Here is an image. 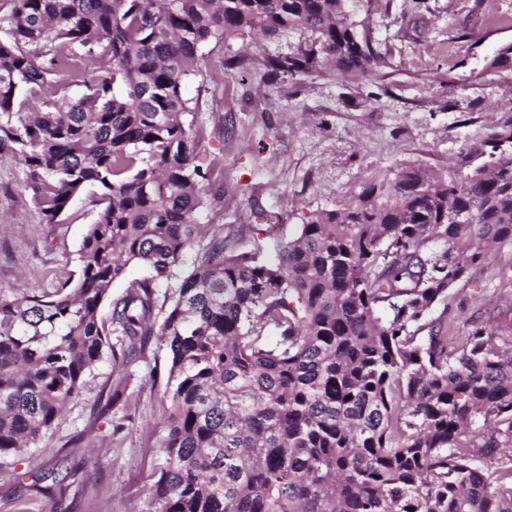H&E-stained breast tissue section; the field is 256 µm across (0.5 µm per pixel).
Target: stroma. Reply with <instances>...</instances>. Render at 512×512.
Segmentation results:
<instances>
[{
  "instance_id": "1",
  "label": "stroma",
  "mask_w": 512,
  "mask_h": 512,
  "mask_svg": "<svg viewBox=\"0 0 512 512\" xmlns=\"http://www.w3.org/2000/svg\"><path fill=\"white\" fill-rule=\"evenodd\" d=\"M381 60L366 76L337 78L318 67L271 80L265 58L309 43L308 33L253 34L205 44L199 70L185 82L186 122L199 132L201 159L216 160L222 197L204 224L262 231L268 256L299 225L359 193L367 181L408 163L447 169L475 131L494 126L512 107V71L487 62L512 43L511 27L485 24L489 13L512 17V0H348ZM243 58L241 67L224 61ZM24 165L0 155V288L20 293L75 271L77 253L97 208L75 196L60 224L43 223L22 187ZM276 232H268V225ZM434 317L448 321L459 345L474 327L512 332V244L495 249L449 290ZM166 351L150 340L142 358L114 365L104 354L59 424L20 457L0 459V512H154L149 475L163 462L160 387L147 379ZM127 377V400L103 418L93 408ZM55 473L63 496L40 495Z\"/></svg>"
}]
</instances>
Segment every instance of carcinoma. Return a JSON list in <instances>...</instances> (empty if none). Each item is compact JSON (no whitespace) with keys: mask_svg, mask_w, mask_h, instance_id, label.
Wrapping results in <instances>:
<instances>
[{"mask_svg":"<svg viewBox=\"0 0 512 512\" xmlns=\"http://www.w3.org/2000/svg\"><path fill=\"white\" fill-rule=\"evenodd\" d=\"M296 28L313 42L267 59L274 79L377 64L346 0H0V155L43 222L88 188L98 206L78 271L0 289V457L55 428L104 350L125 365L154 337V512H512V335L450 347L428 319L512 241V108L446 170L406 164L299 225L276 262L199 223L220 192L182 85L204 44ZM489 68L512 71V43ZM131 262L151 275L101 317Z\"/></svg>","mask_w":512,"mask_h":512,"instance_id":"obj_1","label":"carcinoma"}]
</instances>
